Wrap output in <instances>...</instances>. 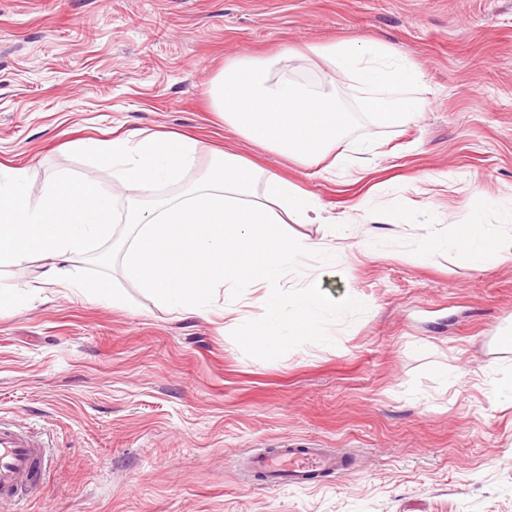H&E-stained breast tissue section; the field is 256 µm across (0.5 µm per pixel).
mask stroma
<instances>
[{
    "label": "stroma",
    "instance_id": "35a3bbf8",
    "mask_svg": "<svg viewBox=\"0 0 512 512\" xmlns=\"http://www.w3.org/2000/svg\"><path fill=\"white\" fill-rule=\"evenodd\" d=\"M375 41L418 74L423 112L363 121L303 165L237 135L209 87L225 62L311 44ZM177 131L197 141L175 195L231 147L311 192L327 223L284 232L327 244L340 226L374 252L311 257L276 283L320 278L356 294L318 343L273 357L242 341L254 298L217 287L208 313L176 312L110 275L123 307L44 282L38 257L0 270L27 290L0 310V419L48 445L41 492L0 512H512V259L415 254L481 212L512 232V0H0V165L24 168L32 200L52 177L112 166L81 140ZM402 211L405 221L387 223ZM459 379L444 378L446 369ZM332 448L353 467L302 486L245 481L258 448Z\"/></svg>",
    "mask_w": 512,
    "mask_h": 512
}]
</instances>
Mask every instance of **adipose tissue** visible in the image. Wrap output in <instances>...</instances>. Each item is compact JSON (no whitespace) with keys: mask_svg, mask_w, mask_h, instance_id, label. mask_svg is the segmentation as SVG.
<instances>
[{"mask_svg":"<svg viewBox=\"0 0 512 512\" xmlns=\"http://www.w3.org/2000/svg\"><path fill=\"white\" fill-rule=\"evenodd\" d=\"M83 152L112 164L131 201L123 221L135 235L123 255L127 279L175 310L204 311L216 286L257 295L263 310L250 319V345L277 356L299 340L320 342L317 312L339 317L357 307L356 296L328 303L319 280H309L298 293L260 292L261 284L279 281L285 272L304 266L313 254L325 266L341 259L342 247L307 238H292L280 229L285 217L311 223L314 196L274 173L259 168L232 150H219L207 176L175 196L143 206V192L178 182L193 166L196 142L176 133L145 137L127 133L104 141L89 139ZM419 254L431 250L464 251L473 266L504 259L512 236L501 235L480 216L456 225L444 238L424 236Z\"/></svg>","mask_w":512,"mask_h":512,"instance_id":"1","label":"adipose tissue"}]
</instances>
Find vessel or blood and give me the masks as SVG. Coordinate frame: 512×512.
Returning a JSON list of instances; mask_svg holds the SVG:
<instances>
[{"mask_svg": "<svg viewBox=\"0 0 512 512\" xmlns=\"http://www.w3.org/2000/svg\"><path fill=\"white\" fill-rule=\"evenodd\" d=\"M47 463L44 442L0 421V501L19 498L36 488ZM350 467L348 456L290 444L254 454L249 470L262 475L268 485L279 487L307 485L322 475Z\"/></svg>", "mask_w": 512, "mask_h": 512, "instance_id": "1", "label": "vessel or blood"}]
</instances>
